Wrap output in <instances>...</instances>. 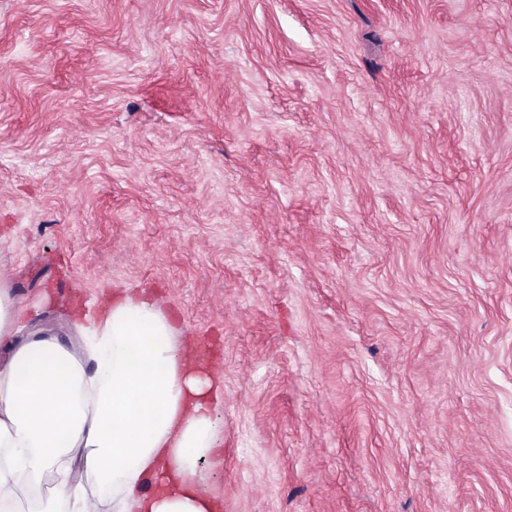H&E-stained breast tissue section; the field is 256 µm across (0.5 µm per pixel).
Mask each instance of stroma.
I'll return each mask as SVG.
<instances>
[{
    "label": "stroma",
    "mask_w": 512,
    "mask_h": 512,
    "mask_svg": "<svg viewBox=\"0 0 512 512\" xmlns=\"http://www.w3.org/2000/svg\"><path fill=\"white\" fill-rule=\"evenodd\" d=\"M0 280L163 295L222 512H512V0H0Z\"/></svg>",
    "instance_id": "35a3bbf8"
}]
</instances>
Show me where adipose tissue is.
I'll use <instances>...</instances> for the list:
<instances>
[{
  "instance_id": "ef3b65f1",
  "label": "adipose tissue",
  "mask_w": 512,
  "mask_h": 512,
  "mask_svg": "<svg viewBox=\"0 0 512 512\" xmlns=\"http://www.w3.org/2000/svg\"><path fill=\"white\" fill-rule=\"evenodd\" d=\"M27 309L0 282V512H220L203 464L223 368L165 301L106 290L67 341L19 345Z\"/></svg>"
}]
</instances>
